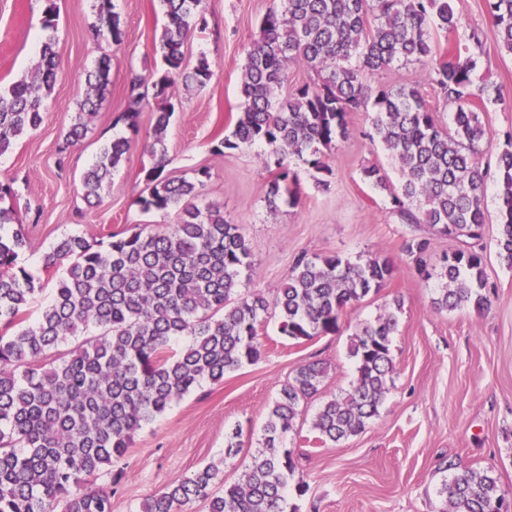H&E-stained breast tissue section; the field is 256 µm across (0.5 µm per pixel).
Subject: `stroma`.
Returning <instances> with one entry per match:
<instances>
[{
	"mask_svg": "<svg viewBox=\"0 0 512 512\" xmlns=\"http://www.w3.org/2000/svg\"><path fill=\"white\" fill-rule=\"evenodd\" d=\"M54 3L59 73L46 101L41 124L26 132L0 156V181L11 182L14 196L0 207L14 208L27 238L19 265L39 278L28 309L35 319L50 299L61 268L44 271L42 259L64 235L98 239L110 232L147 224L156 230L177 223L176 210L142 211L138 200L151 163L152 140L160 103L153 81L163 66L160 34L165 17L159 0H113L124 31L121 44L95 38L94 0H0V86L21 78L36 62L45 35L44 10ZM272 0H204V22L191 29L183 52L188 64L207 57L213 76L205 87L180 89L166 134L171 179L192 178L208 170L204 196L220 206L226 220L241 226L253 248L252 267L240 289L274 296L301 254H336L349 260L386 255L395 272L384 288L348 307L336 332L297 344L280 336L275 321L261 331L263 354L252 365L226 374L223 384H204L175 402L140 430L127 454L113 464L100 485L112 492V512H137L141 502L175 478L216 464L225 483L238 481L256 453L269 408L288 377L301 364L329 365L320 396L304 407L298 434L289 436L299 468L307 478L305 494H290L296 512H439L436 494L443 467L453 463L493 468L512 490V270L496 256L499 223L496 183L487 189L484 244L488 282L495 288L488 308L454 312L436 309L442 282L418 275L403 250L406 239L428 237L429 267L441 265L455 240L430 233L427 226L400 223L387 192L361 176L364 166L384 168L391 181L399 176L394 161L369 136L367 113L351 116L348 136L327 154L334 175L329 187L317 186L301 172V199L270 213L265 191L276 168L261 147L217 154L216 145L234 128L246 51L259 35V22ZM461 26L452 38L437 35L445 47L457 43L462 56L477 62V84L501 89L486 100L483 124L495 139L482 160L494 161L507 132H512V57L501 54L497 31L485 0H453ZM111 61V83L85 138L65 147V135L86 92L85 74L101 58ZM144 82L136 126L122 114L128 107L131 76ZM374 83L419 86L441 126L450 124V106L435 92L427 69L409 64L374 75ZM124 137L131 143L114 171L112 184L97 205L83 199L81 173L100 148ZM401 301L399 325L392 338L394 373L380 414L357 436L336 445L313 443L311 420L324 397L347 389L355 365L347 353L356 327L374 319L393 301ZM240 431L237 455L224 454L225 438Z\"/></svg>",
	"mask_w": 512,
	"mask_h": 512,
	"instance_id": "stroma-1",
	"label": "stroma"
}]
</instances>
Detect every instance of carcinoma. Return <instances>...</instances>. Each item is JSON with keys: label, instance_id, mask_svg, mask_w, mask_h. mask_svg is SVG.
Returning a JSON list of instances; mask_svg holds the SVG:
<instances>
[{"label": "carcinoma", "instance_id": "cac0c4a2", "mask_svg": "<svg viewBox=\"0 0 512 512\" xmlns=\"http://www.w3.org/2000/svg\"><path fill=\"white\" fill-rule=\"evenodd\" d=\"M47 31L38 61L27 74L0 89V155L42 122L46 99L57 76L54 0H48ZM452 0H273L262 16L259 38L247 52L239 87L242 111L231 135L216 151L263 147L276 176L265 200L270 211L300 200L301 181L292 163L307 166L317 183L333 175L324 160L347 133L350 115L372 108L371 138L395 160L397 186L376 165L362 178L389 192L402 224H427L460 242L444 258L440 272L429 270L430 241L413 237L405 252L418 274L443 281L435 305L455 310L489 304L485 259L480 248L485 224L487 182H498L497 256L512 269V133L497 153L495 174L479 163L494 134L478 116L484 98L498 89L474 84L473 61L450 45L436 48L433 33L458 30ZM166 23L161 43L164 68L153 82L161 98L151 145L152 165L144 169L143 211L179 213L163 229L146 226L126 235L110 232L93 243L82 235L61 238L45 256V271L64 263L52 298L31 323L21 317L36 292L35 277L17 266L26 246L12 208H0V512H112L111 493L95 486L134 436L177 400L203 383L261 357L260 329L270 318L285 338L301 343L334 333L347 307L378 292L391 279L393 261L368 256L352 262L338 255L299 256L276 294L240 292L251 266L252 247L240 225L221 208L205 202L200 170L191 180L163 176V133L174 112L175 90L203 87L212 70L200 57L189 69L183 45L203 0H160ZM500 48L512 55V0H486ZM95 35L122 41L113 0H95ZM422 63L441 98L455 106L452 127L434 119L416 85H376L368 77L399 64ZM301 65L309 80L283 98L288 70ZM110 61L86 73L79 121L66 146L81 142L87 120L95 117L110 84ZM143 81L131 80L125 118L132 121ZM130 150L125 138L104 145L82 174L84 199H100L104 185ZM400 302L358 326L349 354L355 377L348 389L322 402L312 421L315 439L334 445L363 432L380 413L394 372L391 337ZM86 338L51 358V352L89 328ZM190 337L177 351L172 341ZM328 367L320 361L299 366L282 387L263 428L262 446L238 482L223 483L221 470L207 465L171 481L147 498L138 512H183L197 500L209 512H287V493L306 490L294 450L284 446L297 433L301 407L318 393ZM439 488L443 512H512V492L496 472L447 466Z\"/></svg>", "mask_w": 512, "mask_h": 512}]
</instances>
